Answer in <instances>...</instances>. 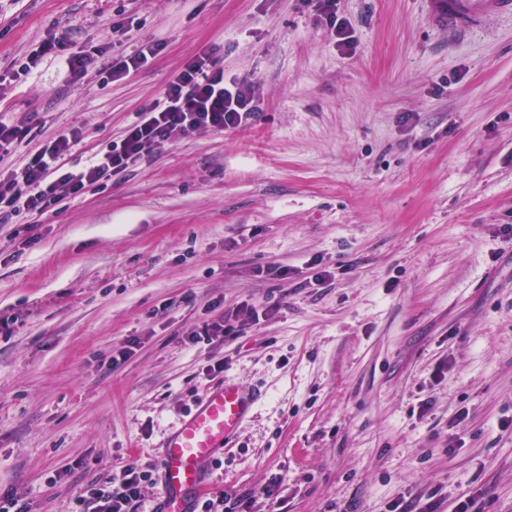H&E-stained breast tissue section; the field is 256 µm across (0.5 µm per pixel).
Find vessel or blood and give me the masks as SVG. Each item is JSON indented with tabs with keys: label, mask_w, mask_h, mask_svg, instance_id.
Returning <instances> with one entry per match:
<instances>
[{
	"label": "vessel or blood",
	"mask_w": 512,
	"mask_h": 512,
	"mask_svg": "<svg viewBox=\"0 0 512 512\" xmlns=\"http://www.w3.org/2000/svg\"><path fill=\"white\" fill-rule=\"evenodd\" d=\"M427 10L438 26L466 36L490 17H512V0H428ZM261 397V390L233 378L205 390L161 443L155 512H195L209 465L240 434Z\"/></svg>",
	"instance_id": "vessel-or-blood-1"
}]
</instances>
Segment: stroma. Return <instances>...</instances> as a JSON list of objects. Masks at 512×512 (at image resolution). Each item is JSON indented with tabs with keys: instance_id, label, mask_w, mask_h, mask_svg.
<instances>
[{
	"instance_id": "stroma-1",
	"label": "stroma",
	"mask_w": 512,
	"mask_h": 512,
	"mask_svg": "<svg viewBox=\"0 0 512 512\" xmlns=\"http://www.w3.org/2000/svg\"><path fill=\"white\" fill-rule=\"evenodd\" d=\"M118 11L139 26L112 35ZM336 12L352 48L313 0H0V70L51 37L164 44L104 89L100 59L74 82L48 57L1 92L0 113L39 127L8 166L71 125L83 166L204 44L257 107L238 129L176 136L106 190L0 223V494L68 512L104 469L156 462L222 362L265 397L210 494L275 480L278 512L432 497L455 512L480 492L481 512H512V18L458 38L423 0ZM218 300L276 312L189 346Z\"/></svg>"
}]
</instances>
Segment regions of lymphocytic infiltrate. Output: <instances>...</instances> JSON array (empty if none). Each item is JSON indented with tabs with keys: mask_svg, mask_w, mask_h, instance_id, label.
<instances>
[{
	"mask_svg": "<svg viewBox=\"0 0 512 512\" xmlns=\"http://www.w3.org/2000/svg\"><path fill=\"white\" fill-rule=\"evenodd\" d=\"M162 50L157 42L142 44L134 53L112 56L98 71V86L106 88L124 80L131 72L152 61ZM99 47L67 48L47 40L26 57L0 71V90L25 82L43 58L63 57L71 80H80ZM251 86L224 77V65L213 47H201L177 69L164 92L145 103L135 114L124 135L93 154L85 165L71 167L66 159L84 140L81 128L62 131L50 144L30 155L23 167L0 168V220L27 215L39 217L66 199L108 187L113 175L136 165L153 150L175 136L203 131L233 130L255 114ZM260 322L255 305L212 316L197 325L190 344H213ZM153 464L128 463L86 484L72 502L71 512H132L145 500V488L155 486Z\"/></svg>",
	"mask_w": 512,
	"mask_h": 512,
	"instance_id": "lymphocytic-infiltrate-1",
	"label": "lymphocytic infiltrate"
}]
</instances>
